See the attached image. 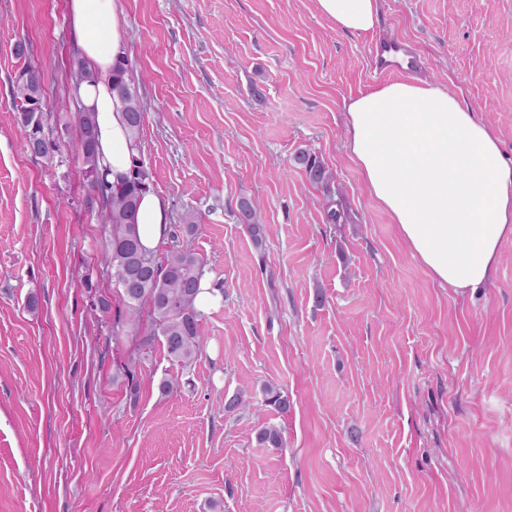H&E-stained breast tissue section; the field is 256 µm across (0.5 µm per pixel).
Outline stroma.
<instances>
[{"instance_id": "1", "label": "stroma", "mask_w": 512, "mask_h": 512, "mask_svg": "<svg viewBox=\"0 0 512 512\" xmlns=\"http://www.w3.org/2000/svg\"><path fill=\"white\" fill-rule=\"evenodd\" d=\"M117 6L141 157L170 223L200 213L186 242L224 298L187 367L93 315L115 294L70 120L67 0H0V512H512V238L484 286H440L345 148L347 104L378 86L370 45L399 40L512 160V0H379L362 34L315 0ZM27 69L61 144L50 167L23 147ZM301 151L333 171L346 223H327ZM243 200L262 246L236 221ZM164 377L178 395L160 397ZM267 382L288 412L265 405ZM266 426L282 447L257 445ZM238 224H243L257 245H261L268 234L269 227L259 221V206L249 200L240 202L235 215ZM264 395V402L266 405L273 407L281 413L288 412L291 406V400L288 397V392L278 385L273 383H265L262 387Z\"/></svg>"}]
</instances>
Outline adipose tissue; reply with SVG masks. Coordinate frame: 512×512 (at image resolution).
Instances as JSON below:
<instances>
[{"instance_id":"obj_1","label":"adipose tissue","mask_w":512,"mask_h":512,"mask_svg":"<svg viewBox=\"0 0 512 512\" xmlns=\"http://www.w3.org/2000/svg\"><path fill=\"white\" fill-rule=\"evenodd\" d=\"M339 30L371 31L378 0H317ZM76 45L89 74L74 89L94 112L101 170L112 183L130 178L138 154L112 92L113 66L127 43L117 0H68ZM347 150L369 193L439 284L464 291L486 283L512 238V165L493 130L447 90L423 78L396 81L352 99ZM143 249L169 230L167 200L143 192L138 207Z\"/></svg>"}]
</instances>
